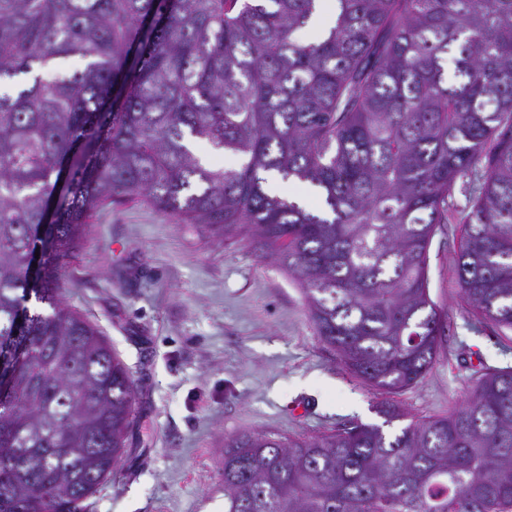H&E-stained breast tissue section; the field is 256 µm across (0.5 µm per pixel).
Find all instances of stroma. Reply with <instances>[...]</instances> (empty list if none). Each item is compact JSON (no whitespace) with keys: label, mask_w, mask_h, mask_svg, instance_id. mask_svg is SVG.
<instances>
[{"label":"stroma","mask_w":512,"mask_h":512,"mask_svg":"<svg viewBox=\"0 0 512 512\" xmlns=\"http://www.w3.org/2000/svg\"><path fill=\"white\" fill-rule=\"evenodd\" d=\"M467 207L455 191L429 249L428 292L445 324L437 358L390 398L414 418L446 414L483 373L512 368V331L478 320L457 285ZM63 288L135 388L128 446L92 512H224L225 438L382 421V395L341 367L299 288L244 237L219 241L117 203L86 227Z\"/></svg>","instance_id":"35a3bbf8"}]
</instances>
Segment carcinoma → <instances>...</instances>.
Wrapping results in <instances>:
<instances>
[{
    "label": "carcinoma",
    "mask_w": 512,
    "mask_h": 512,
    "mask_svg": "<svg viewBox=\"0 0 512 512\" xmlns=\"http://www.w3.org/2000/svg\"><path fill=\"white\" fill-rule=\"evenodd\" d=\"M0 0V512H90L133 423L134 384L62 298L87 224L122 201L245 235L299 286L343 367L398 394L436 359V225L476 176L462 296L512 329V0ZM78 57L83 68L53 73ZM453 61L448 75L445 62ZM206 141L240 156L204 166ZM305 183L308 209L263 174ZM48 249L29 277L31 252ZM30 313L16 329L19 302ZM224 443V512H512V369L444 416Z\"/></svg>",
    "instance_id": "obj_1"
}]
</instances>
